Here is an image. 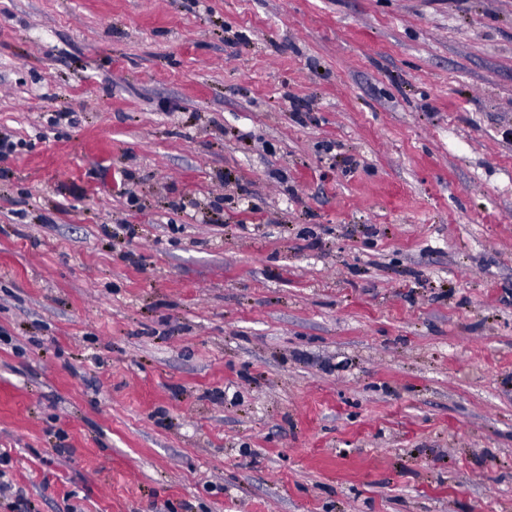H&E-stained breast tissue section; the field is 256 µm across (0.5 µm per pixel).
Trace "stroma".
<instances>
[{"label": "stroma", "instance_id": "stroma-1", "mask_svg": "<svg viewBox=\"0 0 512 512\" xmlns=\"http://www.w3.org/2000/svg\"><path fill=\"white\" fill-rule=\"evenodd\" d=\"M0 138V512H512V0H0Z\"/></svg>", "mask_w": 512, "mask_h": 512}]
</instances>
